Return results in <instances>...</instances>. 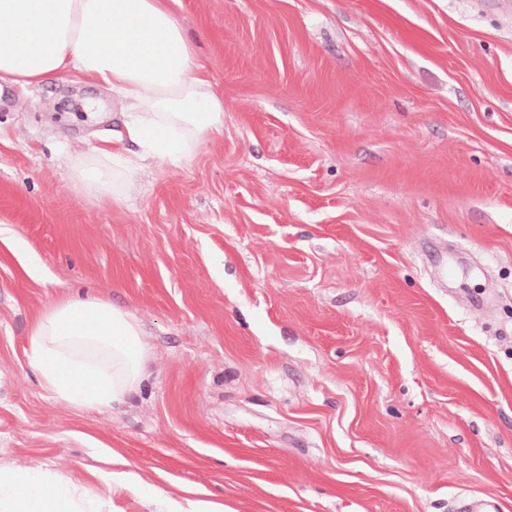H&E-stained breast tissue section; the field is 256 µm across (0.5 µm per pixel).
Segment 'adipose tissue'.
I'll return each mask as SVG.
<instances>
[{"label":"adipose tissue","mask_w":512,"mask_h":512,"mask_svg":"<svg viewBox=\"0 0 512 512\" xmlns=\"http://www.w3.org/2000/svg\"><path fill=\"white\" fill-rule=\"evenodd\" d=\"M173 0H0V77L23 87L66 69L110 86L125 103L126 140L142 159H190L224 126V100L198 63ZM133 167L120 142L78 160L72 178L90 201H117ZM24 353L40 386L99 411L137 394L151 363L137 317L86 293L60 295L31 322ZM76 485L0 466V512H83Z\"/></svg>","instance_id":"ef3b65f1"}]
</instances>
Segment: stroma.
I'll use <instances>...</instances> for the list:
<instances>
[{
    "instance_id": "35a3bbf8",
    "label": "stroma",
    "mask_w": 512,
    "mask_h": 512,
    "mask_svg": "<svg viewBox=\"0 0 512 512\" xmlns=\"http://www.w3.org/2000/svg\"><path fill=\"white\" fill-rule=\"evenodd\" d=\"M485 3L177 0L224 127L106 205L71 170L121 99L0 79V465L116 512H512V6ZM71 290L152 350L101 412L24 355ZM160 506V510L154 512H233L224 504H219L208 499H177L166 495L163 491H159L154 501Z\"/></svg>"
}]
</instances>
